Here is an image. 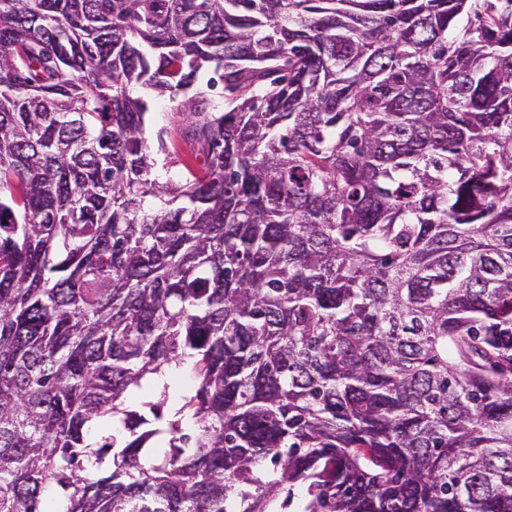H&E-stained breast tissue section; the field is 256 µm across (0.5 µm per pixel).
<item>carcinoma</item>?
<instances>
[{"instance_id":"carcinoma-1","label":"carcinoma","mask_w":512,"mask_h":512,"mask_svg":"<svg viewBox=\"0 0 512 512\" xmlns=\"http://www.w3.org/2000/svg\"><path fill=\"white\" fill-rule=\"evenodd\" d=\"M297 488L512 512V0H0V512ZM140 94L148 102V120L145 128V140L152 153L158 150V140L161 136L165 153H159L161 162H168L169 167L176 170L183 167L178 163L180 160H189L191 157V146L179 135L177 128L185 125L182 114L176 112L175 102L168 98L155 97L150 90L141 89ZM166 159L162 161L163 159Z\"/></svg>"}]
</instances>
